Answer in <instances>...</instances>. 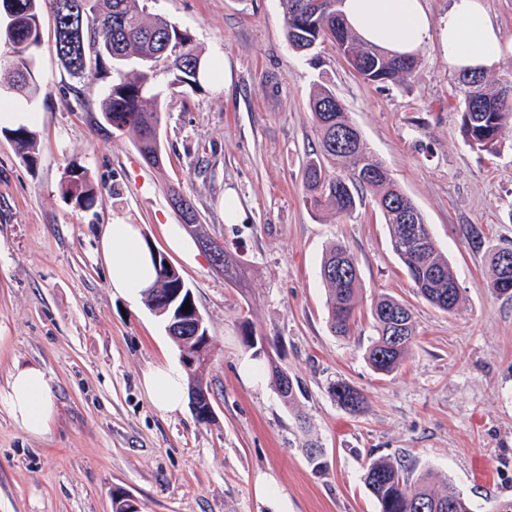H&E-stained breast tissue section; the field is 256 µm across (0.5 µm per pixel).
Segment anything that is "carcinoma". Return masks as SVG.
<instances>
[{
	"label": "carcinoma",
	"instance_id": "1",
	"mask_svg": "<svg viewBox=\"0 0 512 512\" xmlns=\"http://www.w3.org/2000/svg\"><path fill=\"white\" fill-rule=\"evenodd\" d=\"M56 2L0 0V46L12 55L8 67L0 72V86L27 100L37 95L39 85L30 50L41 41L43 10H51L55 51L62 66L82 79L91 65L110 64L113 76L101 103L102 121L114 130L134 132L137 149L145 162L161 167L163 151L157 130L162 112L160 93L154 91L155 70L158 63L165 64L171 89H201L207 75L199 68L203 57L192 38L162 16H146L140 0H65L67 5L57 10ZM303 2L283 0L285 35L294 50L306 54L326 41L337 43L341 51L356 54L365 81L372 84L401 85L416 74L419 54L392 55L364 41L343 15L320 6L305 12ZM455 85L460 93V131L465 141L477 150L498 152L505 133H512V81L500 83L485 74L463 72L456 75ZM309 108L319 136V155L309 160L304 169L306 201L310 207L347 216L356 210L360 194L371 191L387 225L392 249L417 294L443 312H455L463 296L448 257L419 211L416 226L423 241L417 245L409 242L410 225L401 223V211L405 209L403 191L383 162L368 150L361 135L346 137L352 121L345 105H336V93L331 88L316 86L309 96ZM4 133L22 160L34 161L33 129L6 128ZM330 166L336 168V175H329ZM61 191L83 209L92 208L98 197V188L80 167L69 171ZM170 203L183 224L190 228L199 226L198 212L191 199L174 191ZM491 267V287L498 294L511 297L512 248L493 253ZM155 270L154 287L147 289L145 302L169 327L176 318V309L166 301L168 289L184 288L186 284L172 266L166 268L157 263ZM321 277L327 286L329 329L336 336L348 337L359 308L361 281L357 262L345 245L333 243L326 248ZM371 316L376 336L366 358L376 372L388 375L400 367L409 353L415 336L414 317L405 303L391 296L379 298L371 308ZM268 366L282 402L289 408L295 406L301 392L297 380L272 359ZM330 393L350 413H360L365 407V395L345 382L332 384ZM297 421L306 457L314 465H321L323 448L309 437L306 418L299 415ZM363 480L378 512H471L469 502L448 479H439L430 471L414 477L408 466L391 459L371 460Z\"/></svg>",
	"mask_w": 512,
	"mask_h": 512
}]
</instances>
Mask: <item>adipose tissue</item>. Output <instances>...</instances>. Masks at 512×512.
Instances as JSON below:
<instances>
[{
	"label": "adipose tissue",
	"mask_w": 512,
	"mask_h": 512,
	"mask_svg": "<svg viewBox=\"0 0 512 512\" xmlns=\"http://www.w3.org/2000/svg\"><path fill=\"white\" fill-rule=\"evenodd\" d=\"M346 21L367 42L397 54L416 53L438 43L448 65L456 71L491 70L512 43L487 9L485 0H450L448 12L432 20L423 0H343ZM100 253L113 294L139 303L155 278L150 248L133 224L105 225ZM153 406L163 413L183 409L186 377L172 360L157 364L143 379ZM4 399L14 422L26 433L45 432L55 416L44 372L28 367L13 373Z\"/></svg>",
	"instance_id": "ef3b65f1"
}]
</instances>
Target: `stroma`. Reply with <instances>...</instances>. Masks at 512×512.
Returning a JSON list of instances; mask_svg holds the SVG:
<instances>
[{
  "label": "stroma",
  "mask_w": 512,
  "mask_h": 512,
  "mask_svg": "<svg viewBox=\"0 0 512 512\" xmlns=\"http://www.w3.org/2000/svg\"><path fill=\"white\" fill-rule=\"evenodd\" d=\"M143 4L187 32L211 65L197 92L168 89L167 73L157 74L164 169L144 162L133 133L100 125L112 75L72 77L48 13L31 52L42 91L21 102L38 116L35 164L0 135V392L13 372L36 366L56 407L48 432L32 436L0 402V512H113L117 490L140 512H376L363 474L377 457L448 478L473 512L512 499V298L491 288L489 270L492 250L512 247V134L496 154L465 142L455 73L436 44L421 49L408 83L369 84L331 44L292 50L281 0ZM318 84L336 92L429 224L462 289L454 313L416 294L372 196L349 216L307 206L302 172L319 145L308 100ZM74 166L101 189L93 208L60 191ZM173 189L236 258V281L187 230L183 249L170 245L168 227L180 222ZM113 222L138 225L192 291L213 349L209 422L188 406L161 413L144 390V374L180 353L161 317L113 294L98 252ZM334 242L354 255L361 280L346 339L329 330L320 276ZM384 295L407 301L417 324L390 375L365 359L371 306ZM246 325L256 350L242 344ZM272 358L300 382L297 408L278 397ZM336 381L366 396L364 412L337 404ZM300 414L323 448L321 467L300 447Z\"/></svg>",
  "instance_id": "stroma-1"
}]
</instances>
